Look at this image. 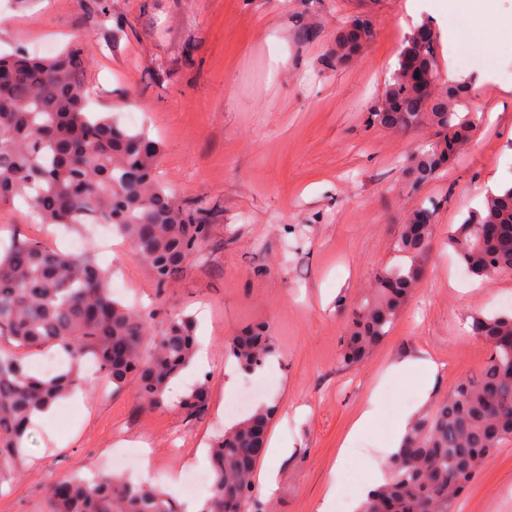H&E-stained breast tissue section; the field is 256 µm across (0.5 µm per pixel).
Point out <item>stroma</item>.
Instances as JSON below:
<instances>
[{
  "mask_svg": "<svg viewBox=\"0 0 512 512\" xmlns=\"http://www.w3.org/2000/svg\"><path fill=\"white\" fill-rule=\"evenodd\" d=\"M497 20L494 49L459 39L454 22L469 18L465 0H108L100 21L89 0H39L16 8L0 0V50L36 53L46 36L64 45L87 35L85 83L92 112L127 122L161 142L162 171L187 199L206 196L224 211L200 257L158 288L130 244L83 224L50 234L28 221L23 204L0 209V234L27 236L64 247L80 238L112 269L125 303L182 313L198 321L207 363L175 382L182 395L202 384L203 413L177 407L149 410L135 382L115 390L88 377L62 401L50 423L31 425L20 474L0 492V512H44L49 484L71 473L128 474L160 485L184 512L211 494L202 486L184 496L176 474L209 468L208 446L233 422L225 412L239 390L259 385L247 406L275 407L269 435L288 445L273 495L254 489L253 512H319L335 485L356 512L360 485L384 468L380 447L392 418L424 411L491 354L470 336L471 314L503 312L512 301V276L475 288L447 244L448 230L479 209L490 189L512 181V0H490ZM367 13L375 34L346 67L324 65L333 38ZM438 37L440 71L471 81L470 106L480 116L459 158L415 185L407 171L433 129L396 134L367 126L397 55L417 22ZM313 26L314 38L302 30ZM437 203L436 227L424 276L390 334L369 359L339 363L347 309L370 293L374 272L407 265L395 247L406 215ZM266 325L274 353L262 375L239 371L225 344ZM428 357L439 370L428 395L416 372L380 376L393 360ZM233 387H226L227 370ZM381 389L384 414L365 434L361 453L343 462L340 444L360 407ZM460 512H512V445L500 449L459 503Z\"/></svg>",
  "mask_w": 512,
  "mask_h": 512,
  "instance_id": "1",
  "label": "stroma"
}]
</instances>
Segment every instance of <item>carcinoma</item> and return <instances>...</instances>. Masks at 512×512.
Here are the masks:
<instances>
[{"instance_id": "carcinoma-1", "label": "carcinoma", "mask_w": 512, "mask_h": 512, "mask_svg": "<svg viewBox=\"0 0 512 512\" xmlns=\"http://www.w3.org/2000/svg\"><path fill=\"white\" fill-rule=\"evenodd\" d=\"M374 36L367 18L341 28L325 65L351 63ZM438 40L431 32L407 35L396 68L366 123L394 133L429 126L435 139L413 160L415 184L448 166L477 126L468 107L471 83L451 82L442 92ZM86 36H76L52 57L23 49L0 54V207L21 200L41 224H110L164 287L203 249L222 210L205 197L183 199L162 180L161 144L109 117L87 110ZM436 208L415 207L396 240L406 267L381 269L369 296L350 311L339 361L367 359L392 330L420 283ZM448 246L473 277L512 273V184L487 193L481 210L448 232ZM142 313L114 299L110 274L96 256L62 253L39 241L13 238L0 252V481L25 454L32 416L84 387L83 360L122 388L137 379L150 409L165 406L170 381L195 356L192 319ZM470 335L489 345L480 370L419 414L387 465L384 481L359 512H458L466 492L495 453L512 445V314L471 316ZM68 357L65 369L41 377L25 356L50 347ZM245 370L263 366L270 337L254 328L225 343ZM207 404L205 386L183 396L188 416ZM274 408L253 412L210 445L211 496L199 512H249L253 476L263 457ZM46 512H180L158 487L105 474L67 477L49 485Z\"/></svg>"}]
</instances>
